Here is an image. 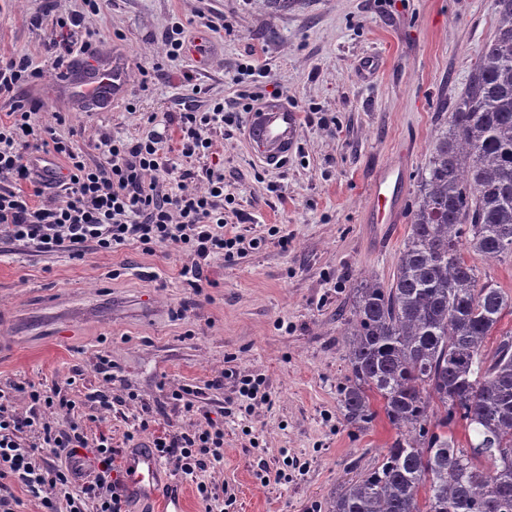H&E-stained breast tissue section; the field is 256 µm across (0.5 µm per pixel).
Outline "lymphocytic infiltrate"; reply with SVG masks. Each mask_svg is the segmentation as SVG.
Returning <instances> with one entry per match:
<instances>
[{
	"label": "lymphocytic infiltrate",
	"mask_w": 512,
	"mask_h": 512,
	"mask_svg": "<svg viewBox=\"0 0 512 512\" xmlns=\"http://www.w3.org/2000/svg\"><path fill=\"white\" fill-rule=\"evenodd\" d=\"M164 170L151 139L105 141L102 162L89 164L70 141L52 127L33 124L30 109L16 104L9 122H0V176L15 181L0 187V235L38 252L74 256L90 244L105 252L134 243L148 252L174 245L190 256L183 272L191 276L193 288H201L211 258L237 243L224 235V178L210 173L203 193L183 188L162 194L157 185ZM28 184L33 193L25 192ZM51 186L63 189L61 199L44 198V189ZM23 398L29 406L25 412L0 393V512H15V482L40 499L44 512H57L60 498L69 512H129L109 438L91 447L81 427L60 432L41 421V408H68L66 399L35 388L24 391ZM83 447L90 456L86 480L78 487L65 462ZM149 448L177 474L196 479L208 466L223 462L224 431L212 424L167 429L153 437Z\"/></svg>",
	"instance_id": "obj_1"
}]
</instances>
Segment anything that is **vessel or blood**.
<instances>
[{
	"mask_svg": "<svg viewBox=\"0 0 512 512\" xmlns=\"http://www.w3.org/2000/svg\"><path fill=\"white\" fill-rule=\"evenodd\" d=\"M130 85L128 62L113 64L97 72L81 85L80 95L97 100L104 95L121 98ZM300 128V115L294 109L277 102L261 104L254 113L248 133L263 147L262 159L268 165H280L293 149ZM408 167L407 156L384 163L376 168L366 210L370 224H398L403 220V183ZM123 484L134 500L153 501L158 512H185V495H165L168 474L159 459L147 449L126 457L121 464Z\"/></svg>",
	"mask_w": 512,
	"mask_h": 512,
	"instance_id": "vessel-or-blood-1",
	"label": "vessel or blood"
}]
</instances>
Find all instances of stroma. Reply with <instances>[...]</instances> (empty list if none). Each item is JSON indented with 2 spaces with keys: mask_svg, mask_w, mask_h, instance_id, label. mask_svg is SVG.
<instances>
[{
  "mask_svg": "<svg viewBox=\"0 0 512 512\" xmlns=\"http://www.w3.org/2000/svg\"><path fill=\"white\" fill-rule=\"evenodd\" d=\"M91 22L99 63L125 55L131 85L106 111L83 106L53 66L58 17L85 13L83 0H0V58L28 57L40 79L20 91L32 119L72 137L88 162L109 139L155 138L173 174L166 192L202 191L224 175V231L239 251L211 260L195 293L181 275L188 255L128 245L79 258L37 253L0 238V389L35 386L70 400L43 410L55 427L80 424L127 452L141 402L159 406L156 427L224 428V461L200 475L224 512H327L337 489L381 460L395 431L385 416L349 425L340 393L350 375L344 316L370 276L390 284L409 224H370L373 173L402 153L407 203L419 195L435 140L470 71L495 34V0H96ZM219 45L208 70L172 58L173 29L207 21ZM377 58L367 75L363 63ZM263 69L268 99L301 116L282 167L261 159L247 136L238 68ZM223 103L234 124L202 130L210 147L182 151L179 116ZM112 362V379L97 370ZM260 381L266 401L241 396ZM198 388L197 411L171 399ZM112 408L98 411L97 391ZM199 480V481H200Z\"/></svg>",
  "mask_w": 512,
  "mask_h": 512,
  "instance_id": "35a3bbf8",
  "label": "stroma"
}]
</instances>
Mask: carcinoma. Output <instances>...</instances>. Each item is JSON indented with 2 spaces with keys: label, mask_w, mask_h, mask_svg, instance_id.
I'll list each match as a JSON object with an SVG mask.
<instances>
[{
  "label": "carcinoma",
  "mask_w": 512,
  "mask_h": 512,
  "mask_svg": "<svg viewBox=\"0 0 512 512\" xmlns=\"http://www.w3.org/2000/svg\"><path fill=\"white\" fill-rule=\"evenodd\" d=\"M496 24L433 146L393 282L355 289L340 403L352 425L380 403L396 437L328 512H512V333L486 353L512 297L464 256L512 257V0H496Z\"/></svg>",
  "instance_id": "obj_1"
}]
</instances>
